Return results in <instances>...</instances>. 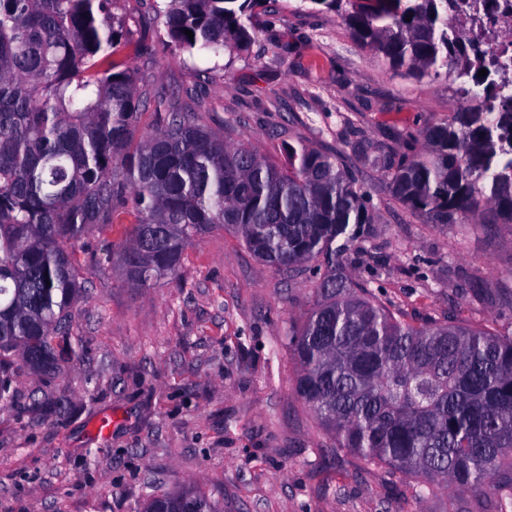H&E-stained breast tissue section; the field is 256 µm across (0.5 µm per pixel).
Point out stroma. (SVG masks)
Instances as JSON below:
<instances>
[{"label":"stroma","mask_w":512,"mask_h":512,"mask_svg":"<svg viewBox=\"0 0 512 512\" xmlns=\"http://www.w3.org/2000/svg\"><path fill=\"white\" fill-rule=\"evenodd\" d=\"M165 0H115L116 62L146 78L153 101L195 112L230 142L287 164L289 147L336 155L381 215L354 242L350 276L368 281L406 322L451 316L492 332L512 325V224H427L390 200L355 144L463 107L446 76L413 79L363 49L344 12L269 0L234 55L175 50ZM313 271L287 277L231 232L190 248L175 278L130 287L110 267L90 275L75 310L83 354L44 376L19 366L18 405L0 410V512H139L148 495L195 484L224 512H476L489 490L442 489L337 450L295 391L288 334L315 300ZM67 401L65 413L48 407ZM109 419L108 434L97 431Z\"/></svg>","instance_id":"obj_1"}]
</instances>
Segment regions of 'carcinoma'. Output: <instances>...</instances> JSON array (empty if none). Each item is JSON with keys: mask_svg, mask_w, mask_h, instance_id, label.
Masks as SVG:
<instances>
[{"mask_svg": "<svg viewBox=\"0 0 512 512\" xmlns=\"http://www.w3.org/2000/svg\"><path fill=\"white\" fill-rule=\"evenodd\" d=\"M264 2L169 0L162 24L183 53L234 54ZM452 2L312 0L348 8L352 37L390 67L453 73L469 102L390 145L359 143L389 197L427 224H512V85H483L485 29L464 38L476 18L449 21ZM122 38L109 0H0V407L16 404L15 359L53 375L59 345L81 347L86 274L116 265L148 288L221 227L291 277L316 263L318 299L289 344L296 392L334 448L416 479L420 498L487 486L486 512H512V333L413 325L350 280L342 256L380 217L336 156L301 145L280 166L191 112L136 135L147 91L113 62ZM127 215L118 242L85 243ZM142 510L222 512L194 485Z\"/></svg>", "mask_w": 512, "mask_h": 512, "instance_id": "1", "label": "carcinoma"}]
</instances>
